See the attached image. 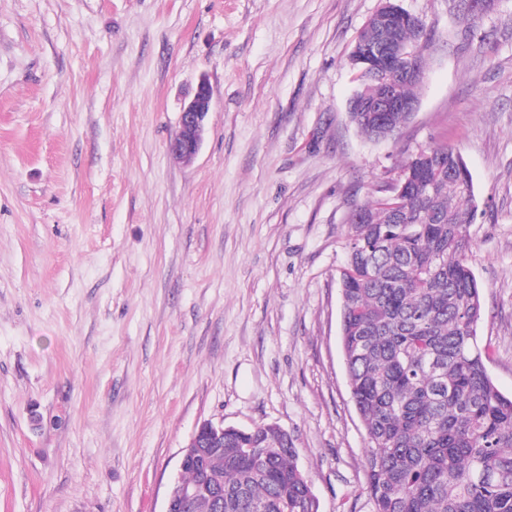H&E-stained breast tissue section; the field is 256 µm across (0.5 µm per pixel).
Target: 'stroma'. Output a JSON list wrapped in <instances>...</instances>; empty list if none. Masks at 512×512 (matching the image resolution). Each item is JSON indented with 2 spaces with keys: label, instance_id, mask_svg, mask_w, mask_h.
I'll use <instances>...</instances> for the list:
<instances>
[{
  "label": "stroma",
  "instance_id": "35a3bbf8",
  "mask_svg": "<svg viewBox=\"0 0 512 512\" xmlns=\"http://www.w3.org/2000/svg\"><path fill=\"white\" fill-rule=\"evenodd\" d=\"M380 0H0V512H163L204 421L287 430L319 512H372L340 346L348 214L445 143L512 394V0H401L431 45L395 138L350 123ZM197 155L169 145L200 79Z\"/></svg>",
  "mask_w": 512,
  "mask_h": 512
}]
</instances>
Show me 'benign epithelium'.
I'll return each instance as SVG.
<instances>
[{"instance_id": "7a95c632", "label": "benign epithelium", "mask_w": 512, "mask_h": 512, "mask_svg": "<svg viewBox=\"0 0 512 512\" xmlns=\"http://www.w3.org/2000/svg\"><path fill=\"white\" fill-rule=\"evenodd\" d=\"M381 5L369 17L366 28L372 30L375 38L359 40L355 43L350 57L353 67L360 73L368 71L385 75L378 85V92L372 97H355L351 111L367 112L369 118H379L383 112H413L416 105L398 100L392 90L393 82L386 75L395 73L400 80L419 83L423 79V69L419 61L428 51L426 37L421 36L410 42L396 37V31L411 25L413 14L398 4V0H380ZM463 15L479 17L492 5L491 0H460ZM211 90L209 84L202 80L198 83L193 97L183 105L180 112L179 130L170 144V152L178 159L189 161L200 150L206 133V117L210 110ZM426 176L428 172L411 170L401 173L393 181L389 191L391 196L402 198L409 192L410 181L414 176ZM246 429L226 426L222 423L203 422L196 427L181 450L180 470L198 468L211 448L224 445V434L244 433ZM207 493L215 501L217 509H224V495L220 487L207 473H202L199 481L187 484L181 477H176L169 490L164 512H180Z\"/></svg>"}]
</instances>
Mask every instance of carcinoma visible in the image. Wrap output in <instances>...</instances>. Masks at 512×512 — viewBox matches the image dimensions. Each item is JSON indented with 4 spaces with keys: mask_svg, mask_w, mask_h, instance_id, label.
I'll list each match as a JSON object with an SVG mask.
<instances>
[{
    "mask_svg": "<svg viewBox=\"0 0 512 512\" xmlns=\"http://www.w3.org/2000/svg\"><path fill=\"white\" fill-rule=\"evenodd\" d=\"M409 118L388 112L385 124L357 129L382 141ZM423 155L400 166L438 171L433 187L411 184L408 223H397L388 197L349 217L340 341L367 435V492L373 512H512V397L487 370L482 289L467 262L472 177L448 145ZM297 458L269 424L225 435L207 461L224 512H318Z\"/></svg>",
    "mask_w": 512,
    "mask_h": 512,
    "instance_id": "cac0c4a2",
    "label": "carcinoma"
}]
</instances>
